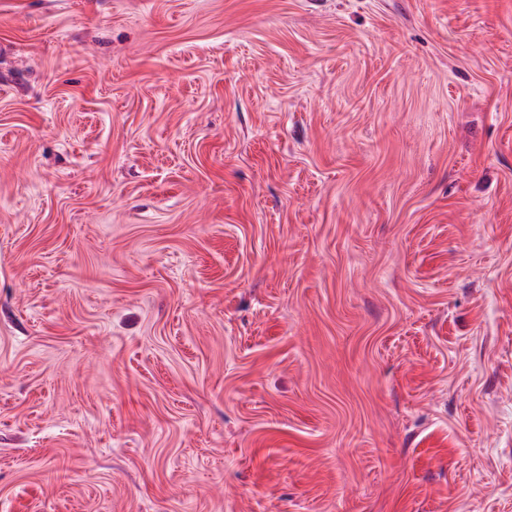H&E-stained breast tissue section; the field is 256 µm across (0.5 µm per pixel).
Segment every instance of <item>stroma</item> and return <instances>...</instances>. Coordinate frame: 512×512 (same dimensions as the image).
<instances>
[{
    "mask_svg": "<svg viewBox=\"0 0 512 512\" xmlns=\"http://www.w3.org/2000/svg\"><path fill=\"white\" fill-rule=\"evenodd\" d=\"M0 512H512V0H0Z\"/></svg>",
    "mask_w": 512,
    "mask_h": 512,
    "instance_id": "obj_1",
    "label": "stroma"
}]
</instances>
